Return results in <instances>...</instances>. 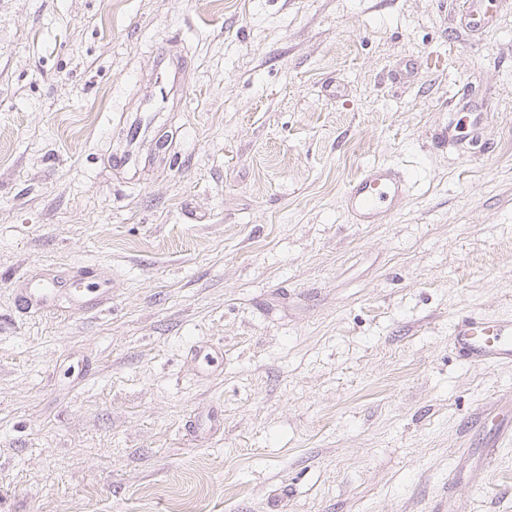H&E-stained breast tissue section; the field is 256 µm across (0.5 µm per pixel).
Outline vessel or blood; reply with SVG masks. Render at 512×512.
I'll return each mask as SVG.
<instances>
[{"mask_svg": "<svg viewBox=\"0 0 512 512\" xmlns=\"http://www.w3.org/2000/svg\"><path fill=\"white\" fill-rule=\"evenodd\" d=\"M407 196L404 174L391 165L364 168L344 194L345 210L354 224H382L396 205ZM59 290L51 283H37L24 297L27 306H50ZM459 354L473 364L491 367L512 364V319H496L477 311L461 315L451 329ZM493 439L489 452L512 443V421L500 417L491 420Z\"/></svg>", "mask_w": 512, "mask_h": 512, "instance_id": "1", "label": "vessel or blood"}]
</instances>
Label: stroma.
Returning a JSON list of instances; mask_svg holds the SVG:
<instances>
[{
  "label": "stroma",
  "instance_id": "1",
  "mask_svg": "<svg viewBox=\"0 0 512 512\" xmlns=\"http://www.w3.org/2000/svg\"><path fill=\"white\" fill-rule=\"evenodd\" d=\"M482 3L0 0V512H512L468 425L512 366L450 336L512 315V0ZM378 163L410 193L351 223ZM45 277L110 300L21 310Z\"/></svg>",
  "mask_w": 512,
  "mask_h": 512
}]
</instances>
